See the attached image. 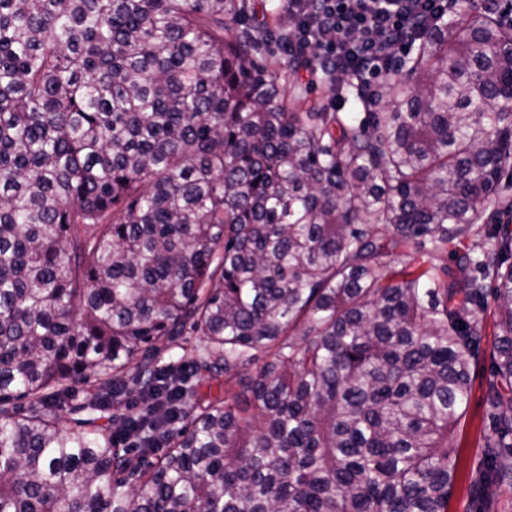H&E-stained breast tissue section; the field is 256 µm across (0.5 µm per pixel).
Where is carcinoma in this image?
<instances>
[{"mask_svg":"<svg viewBox=\"0 0 512 512\" xmlns=\"http://www.w3.org/2000/svg\"><path fill=\"white\" fill-rule=\"evenodd\" d=\"M249 11L0 0V512H448L490 298L473 486L512 484V25L442 18L357 120L288 107ZM189 332L237 392L118 447ZM198 336L188 333L174 343L157 344L158 351L155 355V366L163 367L171 363L177 366L178 358L183 354L182 348H190L199 345ZM82 392L77 391L69 392L67 395H63L61 399V404L57 401L52 405L48 406V413L52 415H56L59 418L60 424L64 426H70L73 418H83L86 417V413L81 414H71L68 409L75 404L81 402Z\"/></svg>","mask_w":512,"mask_h":512,"instance_id":"carcinoma-1","label":"carcinoma"}]
</instances>
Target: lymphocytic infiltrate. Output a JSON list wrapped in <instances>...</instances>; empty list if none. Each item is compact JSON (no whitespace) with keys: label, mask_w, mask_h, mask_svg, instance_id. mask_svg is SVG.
<instances>
[{"label":"lymphocytic infiltrate","mask_w":512,"mask_h":512,"mask_svg":"<svg viewBox=\"0 0 512 512\" xmlns=\"http://www.w3.org/2000/svg\"><path fill=\"white\" fill-rule=\"evenodd\" d=\"M449 0H288L290 44L311 73L343 75L371 91L393 68L396 51L416 44Z\"/></svg>","instance_id":"lymphocytic-infiltrate-1"}]
</instances>
